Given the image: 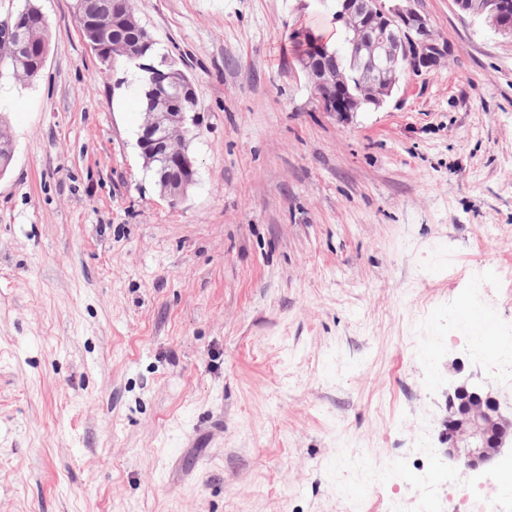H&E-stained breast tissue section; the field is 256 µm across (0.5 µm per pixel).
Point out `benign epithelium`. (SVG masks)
<instances>
[{"label":"benign epithelium","instance_id":"1","mask_svg":"<svg viewBox=\"0 0 512 512\" xmlns=\"http://www.w3.org/2000/svg\"><path fill=\"white\" fill-rule=\"evenodd\" d=\"M418 0H341L333 22L348 34L350 66L336 54L302 61L313 99L324 112L342 117L378 108L404 76H420L452 57L448 42L417 10ZM459 11L484 20L495 32L512 39V0H454ZM0 39L18 55L30 52L19 29L0 22ZM149 73V111L143 113L137 143L141 154L155 162L161 196L178 203L194 184L196 161L185 148L197 113L184 104L196 99L192 80L172 62L141 63ZM448 415L438 436L445 457L465 461L477 471L512 449V413L503 409L492 389L468 379L449 383Z\"/></svg>","mask_w":512,"mask_h":512}]
</instances>
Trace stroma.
I'll use <instances>...</instances> for the list:
<instances>
[{"label": "stroma", "instance_id": "35a3bbf8", "mask_svg": "<svg viewBox=\"0 0 512 512\" xmlns=\"http://www.w3.org/2000/svg\"><path fill=\"white\" fill-rule=\"evenodd\" d=\"M41 76L0 61V512H381L370 469L439 433L448 367L492 386L463 293L512 354V40L417 8L454 61L319 109L293 35L320 0H136L194 83L196 182L162 198L130 68L74 0Z\"/></svg>", "mask_w": 512, "mask_h": 512}]
</instances>
